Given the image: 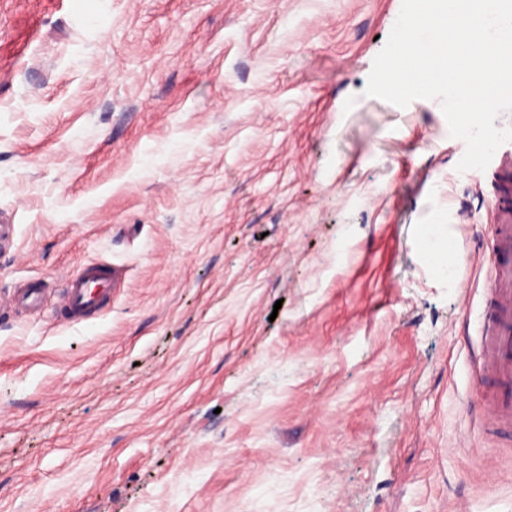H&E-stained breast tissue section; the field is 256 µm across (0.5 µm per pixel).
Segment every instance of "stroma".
I'll return each instance as SVG.
<instances>
[{
	"label": "stroma",
	"mask_w": 512,
	"mask_h": 512,
	"mask_svg": "<svg viewBox=\"0 0 512 512\" xmlns=\"http://www.w3.org/2000/svg\"><path fill=\"white\" fill-rule=\"evenodd\" d=\"M401 5L0 0V512H512L492 172L365 94ZM500 190L494 201V227L488 245L491 268L485 286V317L476 359V392L491 388L486 425L512 432V145L496 156ZM511 185V190H510ZM112 267L89 264L72 275L58 296L61 317L76 320L88 313H97L112 298Z\"/></svg>",
	"instance_id": "35a3bbf8"
}]
</instances>
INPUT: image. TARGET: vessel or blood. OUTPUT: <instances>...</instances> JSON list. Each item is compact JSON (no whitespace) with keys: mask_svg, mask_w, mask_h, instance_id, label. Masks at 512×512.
Returning a JSON list of instances; mask_svg holds the SVG:
<instances>
[{"mask_svg":"<svg viewBox=\"0 0 512 512\" xmlns=\"http://www.w3.org/2000/svg\"><path fill=\"white\" fill-rule=\"evenodd\" d=\"M500 190L488 245L491 268L485 286V317L476 359V392L489 394L486 425L512 429V147L496 156ZM112 297V268L83 266L72 275L57 300L61 317L75 320L103 309Z\"/></svg>","mask_w":512,"mask_h":512,"instance_id":"b4317fda","label":"vessel or blood"}]
</instances>
